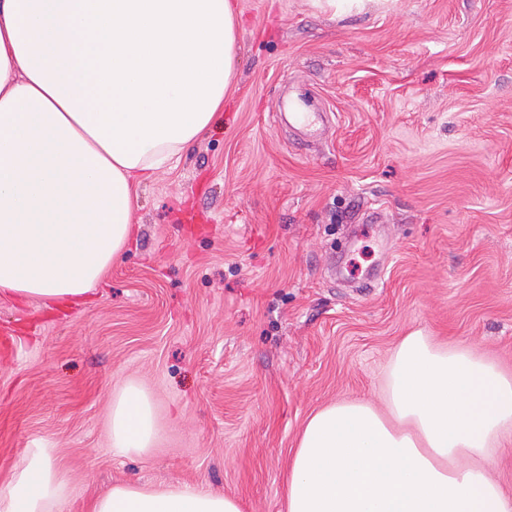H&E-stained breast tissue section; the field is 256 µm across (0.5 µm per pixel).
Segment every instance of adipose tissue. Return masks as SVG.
<instances>
[{
    "mask_svg": "<svg viewBox=\"0 0 512 512\" xmlns=\"http://www.w3.org/2000/svg\"><path fill=\"white\" fill-rule=\"evenodd\" d=\"M234 0H0V294L83 301L133 232L136 187L211 127L238 65ZM383 406L306 421L284 512H512L490 469L512 446V375L422 332L395 348ZM114 452L157 437L136 384L113 399ZM52 449H26L0 512H66ZM90 512H243L232 496L118 483Z\"/></svg>",
    "mask_w": 512,
    "mask_h": 512,
    "instance_id": "ef3b65f1",
    "label": "adipose tissue"
}]
</instances>
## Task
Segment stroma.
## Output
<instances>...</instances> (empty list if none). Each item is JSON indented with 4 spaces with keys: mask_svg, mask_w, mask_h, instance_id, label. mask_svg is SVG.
I'll return each instance as SVG.
<instances>
[{
    "mask_svg": "<svg viewBox=\"0 0 512 512\" xmlns=\"http://www.w3.org/2000/svg\"><path fill=\"white\" fill-rule=\"evenodd\" d=\"M239 63L202 137L137 187L136 234L89 299L0 296V487L52 448L67 512L183 482L282 512L306 420L362 398L422 331L512 372V0H235ZM313 97L298 142L274 107ZM129 382L147 455L111 448ZM288 109L293 111L291 119L305 137L320 139L326 134L327 125L323 116L325 113L303 112L300 105L293 100L288 101ZM109 425L114 452L125 456L149 453L158 437L149 394L134 383L126 385L112 400Z\"/></svg>",
    "mask_w": 512,
    "mask_h": 512,
    "instance_id": "stroma-1",
    "label": "stroma"
}]
</instances>
